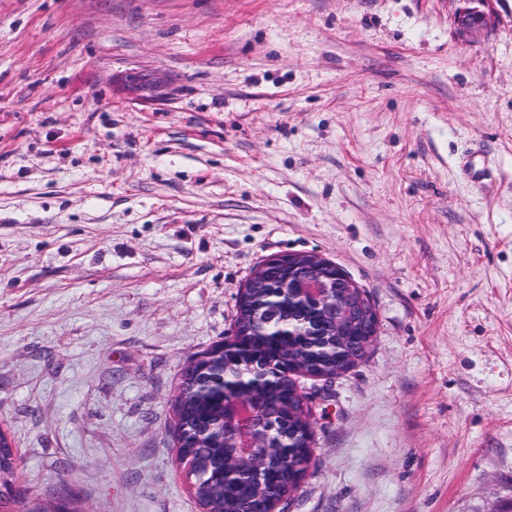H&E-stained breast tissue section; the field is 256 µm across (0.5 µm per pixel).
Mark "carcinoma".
Listing matches in <instances>:
<instances>
[{
  "label": "carcinoma",
  "instance_id": "1",
  "mask_svg": "<svg viewBox=\"0 0 512 512\" xmlns=\"http://www.w3.org/2000/svg\"><path fill=\"white\" fill-rule=\"evenodd\" d=\"M252 281L260 287L249 289L237 315V319L246 320L251 327V353L224 360L216 358L202 373L187 366L174 406L176 422L185 427L191 445L192 465L186 475L191 480L193 495L212 512H247L258 500L290 495L295 487L289 483L288 473L309 469L312 458V453L303 450L301 418L308 410L289 403L294 384L267 379L256 387L245 386L238 393L276 413V433L261 449L267 478L262 483L252 479L228 486L221 483L224 457L230 454L231 447L224 442L223 396L214 391L212 383L223 376L249 380L262 373L271 361L282 367L292 363L304 365L308 370H333L339 365L341 341L335 328L298 294L282 287L275 268L254 271ZM284 323L297 335L271 341V332ZM16 474L17 457L6 449L0 454V512H16L22 504L14 487Z\"/></svg>",
  "mask_w": 512,
  "mask_h": 512
}]
</instances>
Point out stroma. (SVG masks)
Listing matches in <instances>:
<instances>
[{
	"label": "stroma",
	"instance_id": "35a3bbf8",
	"mask_svg": "<svg viewBox=\"0 0 512 512\" xmlns=\"http://www.w3.org/2000/svg\"><path fill=\"white\" fill-rule=\"evenodd\" d=\"M490 7L462 39L451 0H0V429L27 499L200 512L182 371L257 266L315 253L377 333L295 375L314 457L276 512H512V0Z\"/></svg>",
	"mask_w": 512,
	"mask_h": 512
}]
</instances>
